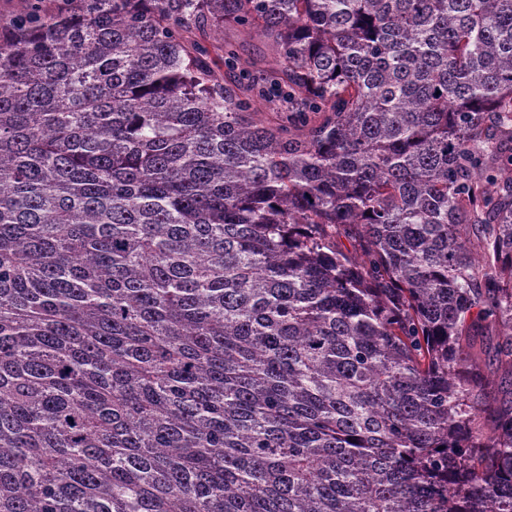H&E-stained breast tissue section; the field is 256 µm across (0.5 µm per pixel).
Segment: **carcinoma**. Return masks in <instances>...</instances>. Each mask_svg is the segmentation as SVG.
Listing matches in <instances>:
<instances>
[{
  "label": "carcinoma",
  "instance_id": "cac0c4a2",
  "mask_svg": "<svg viewBox=\"0 0 512 512\" xmlns=\"http://www.w3.org/2000/svg\"><path fill=\"white\" fill-rule=\"evenodd\" d=\"M20 2L0 512H512V0Z\"/></svg>",
  "mask_w": 512,
  "mask_h": 512
}]
</instances>
